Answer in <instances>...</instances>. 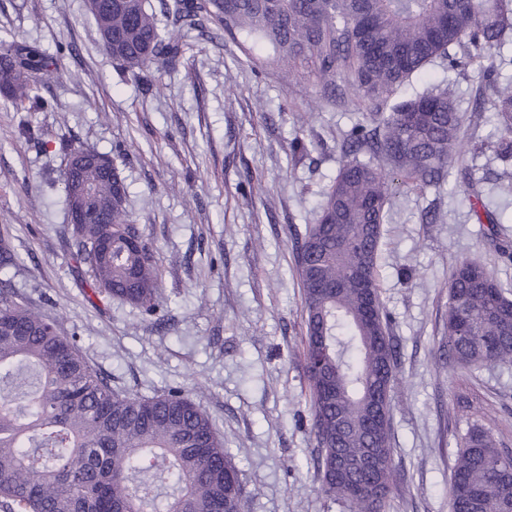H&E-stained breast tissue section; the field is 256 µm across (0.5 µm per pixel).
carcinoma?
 Masks as SVG:
<instances>
[{"mask_svg": "<svg viewBox=\"0 0 512 512\" xmlns=\"http://www.w3.org/2000/svg\"><path fill=\"white\" fill-rule=\"evenodd\" d=\"M104 51L122 77L190 49L180 28L216 22L257 68L311 81L323 98L373 105L347 135L344 160L297 254L303 289L312 465L327 499L347 512H389L394 479L390 393L396 346L379 295L377 252L392 185L441 186L456 174L465 115L446 89L390 103L436 57L481 66L512 32V0H94ZM63 56L0 37L4 105L35 112L41 78ZM494 112L500 154L512 145V82L487 74L472 109ZM87 161L77 170L70 156ZM100 152L64 158L65 205L81 187L96 218L72 227L73 257L88 265L91 305L119 300L153 316L161 268L127 208L117 167ZM19 256L0 233V270ZM448 365L512 364V286L460 261L448 285ZM452 512H512V453L489 432L457 435ZM244 490L209 412L183 390L153 397L115 390L54 322L0 289V512H243Z\"/></svg>", "mask_w": 512, "mask_h": 512, "instance_id": "1", "label": "carcinoma"}]
</instances>
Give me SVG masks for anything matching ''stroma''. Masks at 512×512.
Returning a JSON list of instances; mask_svg holds the SVG:
<instances>
[{
	"label": "stroma",
	"instance_id": "35a3bbf8",
	"mask_svg": "<svg viewBox=\"0 0 512 512\" xmlns=\"http://www.w3.org/2000/svg\"><path fill=\"white\" fill-rule=\"evenodd\" d=\"M64 53L45 108L0 107V229L19 256L0 282L75 338L118 390L151 397L195 389L245 490L244 512H344L322 494L302 352L296 253L336 176L344 136L370 107H334L311 83L261 70L229 38L185 30L191 58L122 79L85 0H0V35ZM512 79V36L483 68ZM483 68L437 58L392 96L434 85L467 107ZM492 123L464 125L465 162L498 225L477 223L454 181L393 186L377 264L392 320L398 384L391 394L394 484L389 512H450L455 437L488 429L512 452V365L445 363L448 281L460 260L512 277V187ZM311 144L295 151V139ZM109 155L137 226L162 266L161 318L86 299L72 258L60 165L70 148Z\"/></svg>",
	"mask_w": 512,
	"mask_h": 512
}]
</instances>
